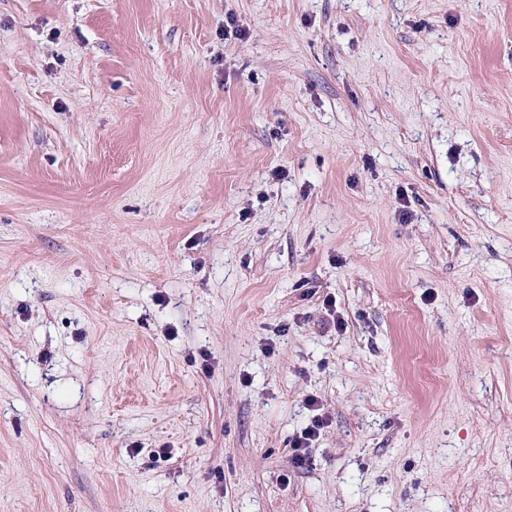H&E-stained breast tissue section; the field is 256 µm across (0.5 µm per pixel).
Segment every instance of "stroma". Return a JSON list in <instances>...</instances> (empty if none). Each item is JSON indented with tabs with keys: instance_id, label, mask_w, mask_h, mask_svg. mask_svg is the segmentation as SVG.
Returning a JSON list of instances; mask_svg holds the SVG:
<instances>
[{
	"instance_id": "35a3bbf8",
	"label": "stroma",
	"mask_w": 512,
	"mask_h": 512,
	"mask_svg": "<svg viewBox=\"0 0 512 512\" xmlns=\"http://www.w3.org/2000/svg\"><path fill=\"white\" fill-rule=\"evenodd\" d=\"M0 512H512V0H0ZM325 424L322 414H317L312 424L305 427L292 441L291 450L293 463L296 467L302 468L309 461L310 448L313 442L319 437L320 430Z\"/></svg>"
}]
</instances>
